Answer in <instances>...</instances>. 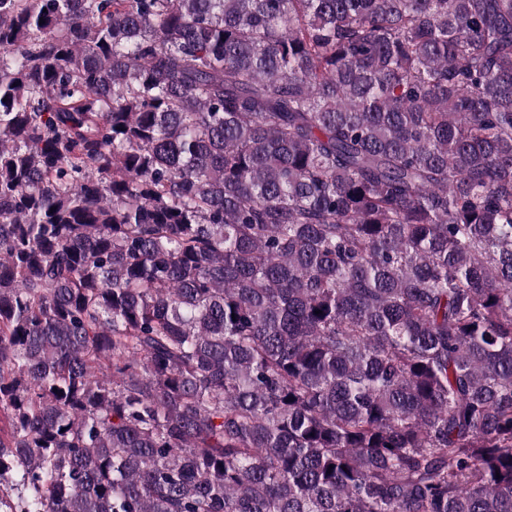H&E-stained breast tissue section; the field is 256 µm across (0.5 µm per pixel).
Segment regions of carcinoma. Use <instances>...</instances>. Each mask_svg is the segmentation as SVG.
<instances>
[{"label": "carcinoma", "instance_id": "carcinoma-1", "mask_svg": "<svg viewBox=\"0 0 512 512\" xmlns=\"http://www.w3.org/2000/svg\"><path fill=\"white\" fill-rule=\"evenodd\" d=\"M0 512H512V0H0Z\"/></svg>", "mask_w": 512, "mask_h": 512}]
</instances>
